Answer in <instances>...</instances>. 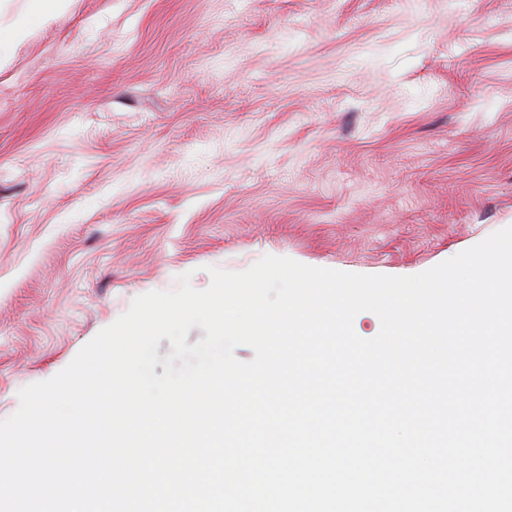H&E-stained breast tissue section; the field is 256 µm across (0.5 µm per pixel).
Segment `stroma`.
<instances>
[{"label": "stroma", "mask_w": 512, "mask_h": 512, "mask_svg": "<svg viewBox=\"0 0 512 512\" xmlns=\"http://www.w3.org/2000/svg\"><path fill=\"white\" fill-rule=\"evenodd\" d=\"M0 51V420L132 301L512 226V0H64Z\"/></svg>", "instance_id": "35a3bbf8"}]
</instances>
